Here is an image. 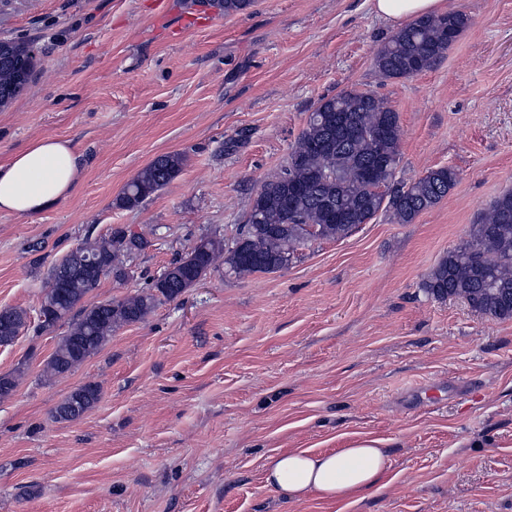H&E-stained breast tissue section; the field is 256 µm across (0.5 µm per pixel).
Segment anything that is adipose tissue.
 <instances>
[{
	"label": "adipose tissue",
	"instance_id": "adipose-tissue-1",
	"mask_svg": "<svg viewBox=\"0 0 512 512\" xmlns=\"http://www.w3.org/2000/svg\"><path fill=\"white\" fill-rule=\"evenodd\" d=\"M381 18L402 20L445 12L444 0H371ZM82 175L71 141L43 138L0 162V213L31 216L67 198ZM389 453L381 440L358 436L338 452L294 448L264 466L267 487L291 502L310 497L360 500L381 480Z\"/></svg>",
	"mask_w": 512,
	"mask_h": 512
}]
</instances>
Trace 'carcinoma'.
Instances as JSON below:
<instances>
[{
    "label": "carcinoma",
    "instance_id": "obj_1",
    "mask_svg": "<svg viewBox=\"0 0 512 512\" xmlns=\"http://www.w3.org/2000/svg\"><path fill=\"white\" fill-rule=\"evenodd\" d=\"M253 0H215L224 15L240 13ZM467 18L461 13L415 20L393 34L377 50L374 65L389 79L410 77L431 69L455 42ZM17 60L32 79V46L8 40ZM13 63L0 62V106L16 100L25 90L17 84ZM401 126L398 113L371 91L350 89L321 100L280 171L266 180L249 199L243 237L248 256L225 248L213 236L195 243L174 259L175 274L151 289L123 299L87 303L85 299L102 279L122 276L124 262L144 250L147 239L121 228L103 240H85L69 250L48 275L40 303L45 320L41 332L64 321L68 329L45 362L46 381L64 376L95 355L119 326L142 321L160 298L175 299L222 262L238 277L273 273L279 262L291 260L295 246L311 240H340L368 223L382 208L401 224L412 223L435 206L456 183V172L442 166L431 169L409 186L394 183L399 160ZM185 155L169 153L144 167L124 188L119 205L133 208L168 185L183 169ZM94 261L96 270L86 281H67L73 255ZM424 288L434 298H460L478 313L498 320L512 319V192L499 196L472 225L468 238L448 252L428 275ZM28 328L27 312L0 311V345L12 343ZM100 398L94 383L71 392L54 410V418L74 420Z\"/></svg>",
    "mask_w": 512,
    "mask_h": 512
}]
</instances>
